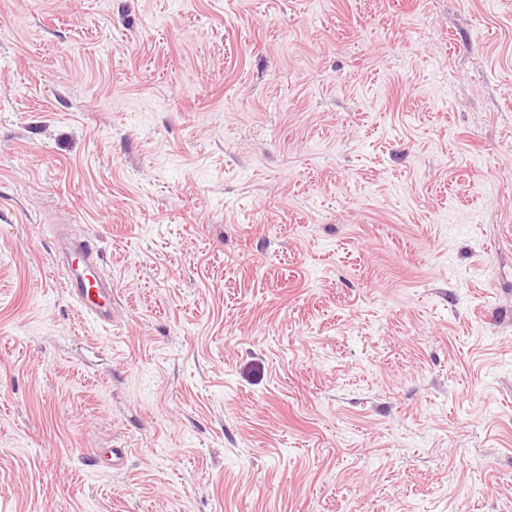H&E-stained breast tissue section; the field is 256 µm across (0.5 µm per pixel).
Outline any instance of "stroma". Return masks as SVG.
<instances>
[{"instance_id": "1", "label": "stroma", "mask_w": 512, "mask_h": 512, "mask_svg": "<svg viewBox=\"0 0 512 512\" xmlns=\"http://www.w3.org/2000/svg\"><path fill=\"white\" fill-rule=\"evenodd\" d=\"M0 512H512V0H0ZM65 286L80 308L104 325L112 324V288L99 268V250L89 240L65 245Z\"/></svg>"}]
</instances>
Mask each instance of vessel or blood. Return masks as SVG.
I'll list each match as a JSON object with an SVG mask.
<instances>
[{
    "instance_id": "b4317fda",
    "label": "vessel or blood",
    "mask_w": 512,
    "mask_h": 512,
    "mask_svg": "<svg viewBox=\"0 0 512 512\" xmlns=\"http://www.w3.org/2000/svg\"><path fill=\"white\" fill-rule=\"evenodd\" d=\"M65 286L80 308L108 325L112 322V290L99 268V251L89 240H75L65 246Z\"/></svg>"
}]
</instances>
